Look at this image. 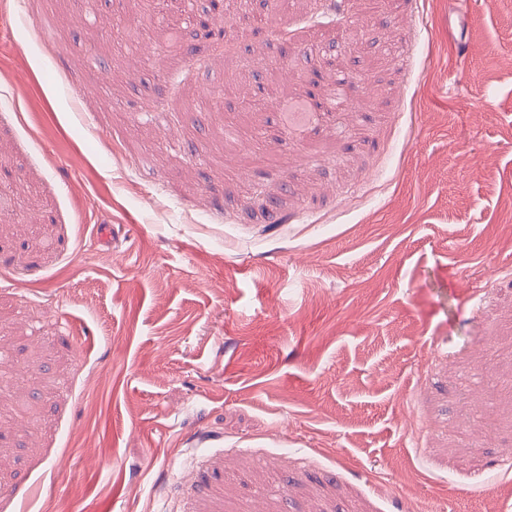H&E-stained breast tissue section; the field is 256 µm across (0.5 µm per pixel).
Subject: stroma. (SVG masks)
<instances>
[{
  "label": "stroma",
  "instance_id": "35a3bbf8",
  "mask_svg": "<svg viewBox=\"0 0 512 512\" xmlns=\"http://www.w3.org/2000/svg\"><path fill=\"white\" fill-rule=\"evenodd\" d=\"M187 4L0 0V512H512V0ZM221 4H223V1L220 0H211L210 6L211 11L202 12L201 14H197L193 20V25L195 26V29H203L207 30L209 32V39H210V45L211 46H219L223 47V49L220 48H214L212 50L213 53H219L224 54L228 50L226 48V44H224V33L223 31H220L218 33H215L214 31H210V20H211V13L216 12L219 10ZM347 0H309L310 20L318 22L321 19L327 21L326 23H333L342 21L346 18L348 11Z\"/></svg>",
  "mask_w": 512,
  "mask_h": 512
}]
</instances>
